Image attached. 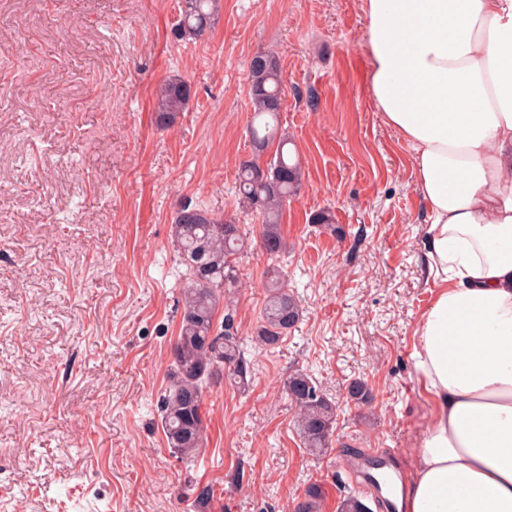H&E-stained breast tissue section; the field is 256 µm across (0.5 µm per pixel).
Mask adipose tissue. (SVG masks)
Wrapping results in <instances>:
<instances>
[{
  "instance_id": "1",
  "label": "adipose tissue",
  "mask_w": 512,
  "mask_h": 512,
  "mask_svg": "<svg viewBox=\"0 0 512 512\" xmlns=\"http://www.w3.org/2000/svg\"><path fill=\"white\" fill-rule=\"evenodd\" d=\"M370 90L426 212L434 402L404 512H512V0H360Z\"/></svg>"
}]
</instances>
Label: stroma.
<instances>
[{"mask_svg": "<svg viewBox=\"0 0 512 512\" xmlns=\"http://www.w3.org/2000/svg\"><path fill=\"white\" fill-rule=\"evenodd\" d=\"M178 19L179 0H0V512H195L192 482L214 487L209 512H293L312 483L337 512L360 449H390L408 471L432 418L412 358L435 295L425 214L411 152L371 99L358 0H222L184 40ZM263 50L303 173L278 258L237 194ZM173 78L192 98L163 128L155 91ZM186 203L252 241L235 317L252 375L207 389L192 461L159 411L184 272L171 224ZM323 208L334 228L309 223ZM277 266L302 316L269 350L251 331ZM298 371L336 404L319 456L284 388ZM357 380L370 404L350 399Z\"/></svg>", "mask_w": 512, "mask_h": 512, "instance_id": "1", "label": "stroma"}]
</instances>
